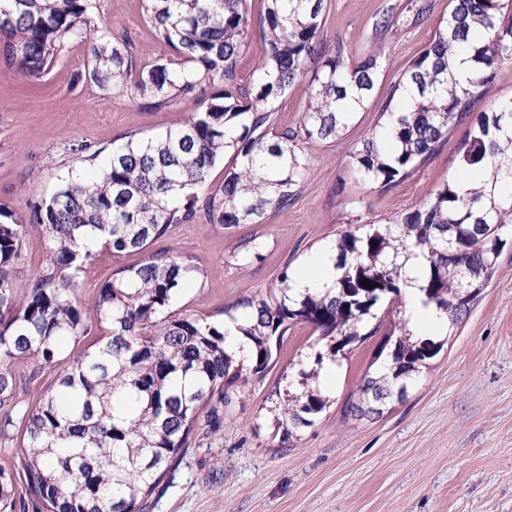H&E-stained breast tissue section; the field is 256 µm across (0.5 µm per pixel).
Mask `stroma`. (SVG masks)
Instances as JSON below:
<instances>
[{
	"label": "stroma",
	"mask_w": 512,
	"mask_h": 512,
	"mask_svg": "<svg viewBox=\"0 0 512 512\" xmlns=\"http://www.w3.org/2000/svg\"><path fill=\"white\" fill-rule=\"evenodd\" d=\"M107 26L128 32L139 57L157 50L140 0H101ZM383 0H326L328 37L355 54L369 44L373 14ZM428 19L387 36L386 62L373 96L381 98L403 66L434 36L448 0H430ZM196 97L153 109L118 95H101L87 78L84 45L72 44L51 73L26 82L0 64V207L26 215L68 174L89 170L82 144L111 146L127 132L155 135L182 122ZM374 104L358 112L343 138L312 145L299 194L263 223L227 230L200 219L156 241L159 249L194 257L203 269L179 302L207 314L224 303L272 287L282 268L301 272L350 227L411 211L457 173L466 126L412 178L381 192L359 184L349 150L375 126ZM260 242L257 258L238 260L241 243ZM137 254L97 252L78 278L76 295L92 302L117 269ZM311 330L293 327L273 345L263 380L223 413L218 433L197 432L139 512H512V245L497 262L483 298L464 318L406 399L382 416H346L349 402L380 342L370 336L325 373L331 405L313 426L282 447L271 396L312 351Z\"/></svg>",
	"instance_id": "1"
}]
</instances>
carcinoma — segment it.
<instances>
[{"mask_svg": "<svg viewBox=\"0 0 512 512\" xmlns=\"http://www.w3.org/2000/svg\"><path fill=\"white\" fill-rule=\"evenodd\" d=\"M263 2L266 50L244 84L238 62L252 33L249 0H140L159 47L146 62L129 34L105 29L101 0H0V61L28 81L47 76L78 40L103 92L161 108L218 87L162 134L131 133L107 153L82 145L101 160L95 178L65 180L29 218L0 210V434L19 437L15 474L0 472V512L26 508L14 497L16 476L36 512H137L178 466L201 414L219 432L221 410L266 373L273 342L295 325L312 329L316 351L280 402L283 439L328 407L322 370L379 333L378 367L365 373L346 414L382 415L443 348L411 340L404 321L386 322L407 285L396 259L423 260V303L447 319L451 334L512 242V98L478 109L498 69L512 61V0H449L431 42L387 89L377 124L350 149V166L359 182L390 190L465 124L460 173H483L487 187L466 189L454 176L410 212L342 231L330 246L338 275L323 292L292 296L294 275L285 269L274 287L217 315L174 310L202 269L151 244L197 219L231 230L292 204L308 147L343 136L369 104L386 59L377 37L400 18L399 5H384L373 16L371 44L351 58L325 33L324 0ZM462 47L470 70L450 81L448 54ZM304 82L299 121L280 126V99ZM221 162L224 181L213 188L208 177ZM31 230L47 255L22 288L14 266ZM100 247L143 258L112 274L87 314L74 298L76 280ZM229 320L243 321L245 359L229 351ZM90 335L98 340L63 355L64 339ZM27 361L36 373L57 369L34 404L20 399L13 371Z\"/></svg>", "mask_w": 512, "mask_h": 512, "instance_id": "cac0c4a2", "label": "carcinoma"}]
</instances>
